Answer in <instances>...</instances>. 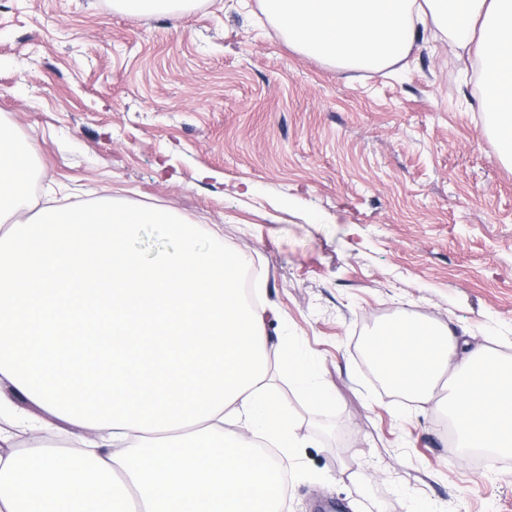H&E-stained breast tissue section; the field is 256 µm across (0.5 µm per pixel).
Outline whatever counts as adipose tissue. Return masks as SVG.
I'll list each match as a JSON object with an SVG mask.
<instances>
[{
	"label": "adipose tissue",
	"instance_id": "1",
	"mask_svg": "<svg viewBox=\"0 0 512 512\" xmlns=\"http://www.w3.org/2000/svg\"><path fill=\"white\" fill-rule=\"evenodd\" d=\"M294 50L352 70L405 59L427 27L475 52L512 160V0H260ZM31 153L0 126V406L23 397L44 433L23 453L0 432V512H285L277 461L296 456L293 421L270 399L266 314L245 305L243 250L175 249L147 262L129 246L159 213L100 208L17 221L36 205ZM379 370L392 389L445 407L462 453L512 455V358L408 314L384 325ZM80 431L79 452L52 441Z\"/></svg>",
	"mask_w": 512,
	"mask_h": 512
}]
</instances>
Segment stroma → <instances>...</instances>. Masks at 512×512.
<instances>
[{"instance_id":"35a3bbf8","label":"stroma","mask_w":512,"mask_h":512,"mask_svg":"<svg viewBox=\"0 0 512 512\" xmlns=\"http://www.w3.org/2000/svg\"><path fill=\"white\" fill-rule=\"evenodd\" d=\"M483 98L477 63L431 34L393 71L341 69L258 0L0 8V121L32 150L38 205L154 208L202 247L250 249L271 342L336 394L308 402L272 368L303 442L281 461L288 512H512V457L472 468L363 348L406 312L512 358V164ZM121 6L137 13L169 12L175 10L180 4L187 2L181 0H118Z\"/></svg>"}]
</instances>
